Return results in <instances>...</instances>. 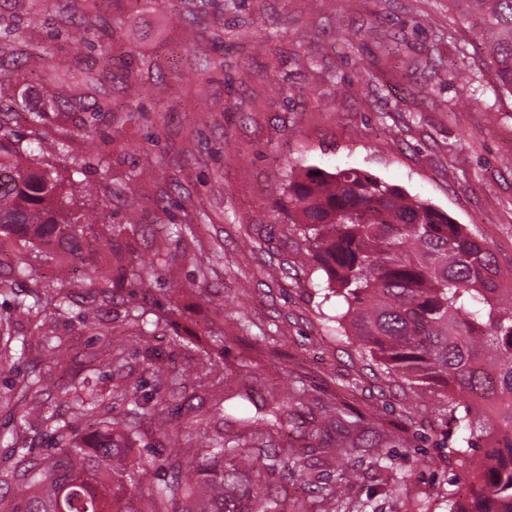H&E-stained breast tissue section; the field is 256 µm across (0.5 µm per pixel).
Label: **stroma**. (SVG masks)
<instances>
[{"label":"stroma","mask_w":512,"mask_h":512,"mask_svg":"<svg viewBox=\"0 0 512 512\" xmlns=\"http://www.w3.org/2000/svg\"><path fill=\"white\" fill-rule=\"evenodd\" d=\"M76 2L0 0V126L10 140L55 143L48 159L65 176L102 141L112 150L106 197L84 199L89 211L110 201L111 227L95 225L83 259L59 249L42 265L68 286V314L19 319L10 293H0V351L10 356L0 364V462L25 448L47 452L53 416H71L74 385L85 379L103 396L101 417L148 395L169 400L170 433L190 434L193 419L222 426L214 401L189 411L181 397L200 396V376L245 357L254 397L287 392L295 372L309 397L346 403L373 431L392 434L387 450L412 489L463 482L466 470L442 457L436 410L337 340L336 303L323 300V279L277 208L289 165L365 170L444 211L512 265V96L497 90L451 0H97L91 29ZM369 29L404 36L408 55L376 57ZM39 42L54 50L52 66L23 69ZM426 58L461 64L459 78L438 80ZM52 72L89 78L90 100L111 112H50ZM27 112L45 119L32 125ZM185 223L191 233L177 237ZM134 257L156 263L154 287L127 283L111 302L96 301L84 270L102 276ZM172 304L178 325L129 343L125 368L112 371L101 332L126 340L128 308ZM213 326L223 344L208 336ZM47 334L67 341V360L53 357ZM21 343L26 352L13 359ZM157 360L178 386L155 380ZM26 374L48 387L42 415L26 414L16 396ZM349 465L355 500L404 512L382 493L370 456L355 451Z\"/></svg>","instance_id":"stroma-1"}]
</instances>
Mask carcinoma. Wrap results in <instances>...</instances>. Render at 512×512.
Segmentation results:
<instances>
[{
    "mask_svg": "<svg viewBox=\"0 0 512 512\" xmlns=\"http://www.w3.org/2000/svg\"><path fill=\"white\" fill-rule=\"evenodd\" d=\"M480 42L496 87L512 96V0H450ZM381 52L398 59L405 41L389 36ZM53 112H86L77 85L49 90ZM52 164L30 158L0 141V245L10 244V278L27 283L15 294L13 310L39 313L45 297L62 314L70 294L52 285L35 263L37 246L66 241L76 250L91 223L104 226V211L74 210ZM279 210L315 270L325 275V296L346 306L336 337L378 361L388 376L411 381L418 403L436 396L441 419L453 438L448 458L468 470L469 481L444 494H415L386 464L383 443L367 442L366 423L350 418L340 403L321 406L320 419L297 422L305 388L288 374L291 401L271 394L255 413L236 423L242 431L174 441L165 454L133 455L132 437L144 418L168 434L161 401L145 396L130 402L124 416L97 419L99 395H78L71 420L56 421L53 452L34 457L22 451L0 466V486L16 488L13 512H137L129 506L127 483L135 471L154 467L169 477L152 492L150 512H342L352 502L357 473L348 460L364 444L379 469L389 473L385 490L404 498L407 512H512V268L503 269L486 240L447 213L417 200L402 188L354 168L328 171L308 166L288 174ZM153 262L132 260L120 275L91 285L105 299L124 281L148 287ZM151 311L133 307L127 316L141 332L152 326ZM232 370L209 385L222 404ZM41 379L21 380L20 398L35 404ZM490 399L493 411L477 402ZM289 448L284 456L280 449ZM336 458V479L308 497L291 499L262 486L266 474L280 471L289 480L312 485L310 453ZM482 456L475 458V453Z\"/></svg>",
    "mask_w": 512,
    "mask_h": 512,
    "instance_id": "1",
    "label": "carcinoma"
}]
</instances>
